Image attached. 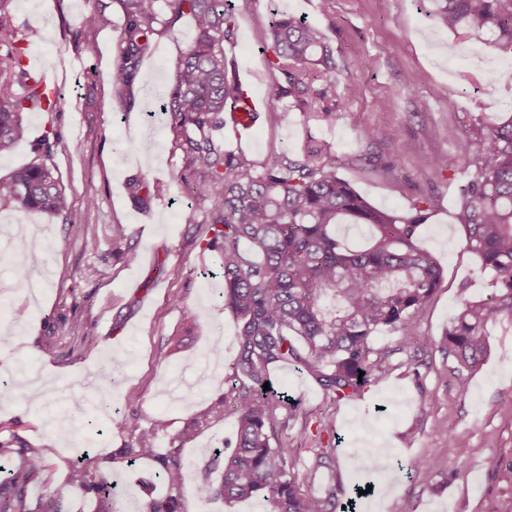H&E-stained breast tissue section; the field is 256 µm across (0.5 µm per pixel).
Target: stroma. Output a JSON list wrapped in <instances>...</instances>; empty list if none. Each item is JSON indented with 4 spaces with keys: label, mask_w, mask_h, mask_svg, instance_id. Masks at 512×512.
Returning <instances> with one entry per match:
<instances>
[{
    "label": "stroma",
    "mask_w": 512,
    "mask_h": 512,
    "mask_svg": "<svg viewBox=\"0 0 512 512\" xmlns=\"http://www.w3.org/2000/svg\"><path fill=\"white\" fill-rule=\"evenodd\" d=\"M8 9L29 57L55 80L60 104L26 114L25 139L0 152V180L37 161L35 146L45 134L58 135L47 162L71 209L0 213V240L9 243L0 251V328H15L0 378L22 385L0 387V422L21 420L20 435L44 450L59 481L78 449L104 457L124 445L112 421L133 413L147 424L162 414L175 434L227 393L236 320L220 298L215 255L196 244L206 224L185 220L186 211L206 206L189 195L182 154L166 116L155 110L194 35L191 19L157 38L132 86L120 92L112 85L124 27L117 0H11ZM436 9L435 0H331L325 12L320 0H252L235 41L224 46L237 73H251L254 93L265 98L273 86L260 43L273 13L324 28L336 57L335 119L309 116L283 98L280 125L252 128L245 151L255 163L322 144L341 160L340 176L374 207L403 213L417 195L437 199L416 244L440 263L442 283L417 313V341L376 333L372 347L386 356L389 374L335 402L307 372L283 365L271 373L275 388L296 403L284 436L302 468L311 467L320 445L317 426L335 433L337 464L318 470L308 494L335 486L340 500L356 498V512H487L504 489L499 463L512 459V323L492 327L488 355L472 373H461L432 345L463 300L491 292L453 219L458 188L477 160L458 145L470 116L512 112V53L448 31L435 20ZM92 12L101 19L93 29L84 24ZM366 127L372 139L360 138ZM440 153L454 156V171L433 169ZM137 178L170 189L137 206L128 196ZM118 222L135 230V262L112 256ZM91 236L93 251L84 247ZM64 237L68 248L57 249ZM19 260L31 267L30 287L16 285ZM20 306L27 319L17 324L12 312ZM217 348L219 364L209 360ZM112 357L123 364L113 382L106 372ZM132 390L141 401L130 407ZM429 392L437 394L435 404H427ZM370 440L389 452L378 477L362 464H343ZM423 457L437 488L411 469ZM358 485L364 497H356Z\"/></svg>",
    "instance_id": "35a3bbf8"
}]
</instances>
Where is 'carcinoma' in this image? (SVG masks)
<instances>
[{
  "mask_svg": "<svg viewBox=\"0 0 512 512\" xmlns=\"http://www.w3.org/2000/svg\"><path fill=\"white\" fill-rule=\"evenodd\" d=\"M8 2L0 0V151L25 137V113L52 112L58 105L25 66L24 38ZM118 2L125 30L112 84L120 92L134 82L157 36L185 17L195 24L161 110L192 172L191 194L210 203L208 234L199 245L218 256L224 309L237 322L229 377L234 430L197 465L179 446L159 448L169 435L165 417L145 425L132 413L118 422L127 436L123 447L104 461L84 454L54 488L52 464L15 430L20 421L0 423V512H71L74 494L93 503L94 512H115L112 476L127 471L137 473L140 485L133 512H189L183 485L192 468L201 503L256 499L264 512H336V487L314 498L296 479L300 458L279 437L288 428V417H277L285 402L263 385L274 367L292 364L338 401L357 396L371 378L388 371L386 359L373 356L374 334L386 328L414 335L417 311L441 284L440 264L415 245L436 199L419 195L404 216L378 209L339 176L336 158L322 145L263 166L225 149L211 131L224 122V113L246 111L248 94L224 53L237 33L235 6L228 0ZM435 18L453 31L487 35L494 49L512 53V0H443ZM262 53L274 85L263 122L279 125L280 99L289 96L308 114L330 119L336 108L324 101L336 83V62L321 29L281 15L271 22ZM472 132L476 138L463 139L460 150L478 146L476 171L459 188L454 219L490 276L492 294L463 302L437 341L468 371L489 350V327L512 320V112L478 115ZM160 193L159 184L145 180L130 187L137 203ZM4 208L61 215L70 203L43 160L0 182ZM345 218L373 228L369 247L355 250L339 240L335 227ZM134 234L128 224L112 225V255L133 261L128 242ZM224 407L221 396L186 431L220 422ZM334 438L317 449L313 467L335 463Z\"/></svg>",
  "mask_w": 512,
  "mask_h": 512,
  "instance_id": "carcinoma-1",
  "label": "carcinoma"
}]
</instances>
